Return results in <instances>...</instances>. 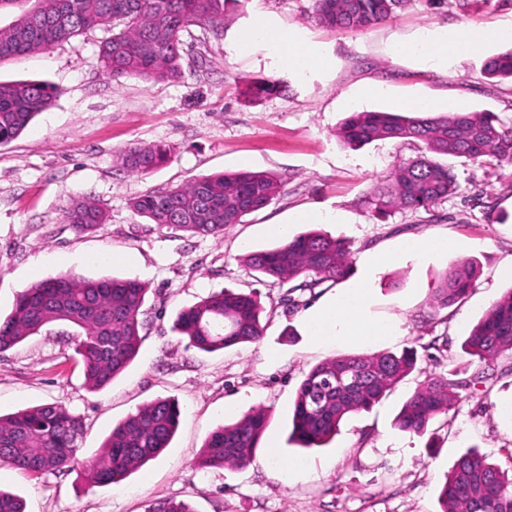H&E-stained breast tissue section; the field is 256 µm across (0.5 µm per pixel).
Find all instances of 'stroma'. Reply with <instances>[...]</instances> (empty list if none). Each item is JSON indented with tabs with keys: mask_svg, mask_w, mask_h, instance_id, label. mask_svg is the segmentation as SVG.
Listing matches in <instances>:
<instances>
[{
	"mask_svg": "<svg viewBox=\"0 0 512 512\" xmlns=\"http://www.w3.org/2000/svg\"><path fill=\"white\" fill-rule=\"evenodd\" d=\"M262 11L302 29L335 58V69L299 77L265 59L229 55V35ZM463 21L510 24L512 0H409L394 18L364 31L320 24L313 0H227L224 39L192 28L185 76L174 82H113L99 59L108 27L0 62V81H44L58 90L48 110L0 145V315L32 283L69 271L137 279L147 288L143 341L124 373L87 392L70 329L55 324L0 354V413L67 404L84 421L77 455L83 465L142 404L173 397L182 407L169 448L120 483L91 487L79 469L37 478L0 464V489L22 497L26 512H147L163 499L186 501L194 512H441L439 488L461 453L474 448L512 470V354L484 364L462 348L483 314L512 290V278L501 274L512 263V164L451 159L459 188L447 202L428 212L381 216L371 193L414 157V147L379 139L352 148L337 135L350 113L400 112L421 97L451 98L459 111L512 121V82L493 83L480 73L483 59L502 44L449 58L444 69L390 52L395 42ZM265 80L277 83L276 93H259ZM368 84L379 93L365 92ZM138 144L169 146L171 159L147 174L130 173L120 152ZM242 169L279 177L281 191L220 237L160 227L130 208L137 195ZM81 197L106 210L107 222L96 231L80 234L64 221ZM328 210L336 211V223L318 229L350 243L353 272L291 305V280L266 281L243 257L279 243L274 224L303 233L310 226L295 221V213ZM427 234L454 237L462 247L406 257L370 276L371 250L393 252L404 238ZM471 259L480 265L475 288L458 304L433 307L446 272ZM366 279L374 295L371 317L393 324L394 334L371 344L318 342L307 319L312 308ZM225 288L257 295L264 337L215 353L188 347L172 330L177 314ZM407 346L428 354L379 403L350 414L324 447L289 443L296 389L312 366ZM482 371L490 376L483 393L469 385ZM429 374L460 381L458 400L425 435L400 431L395 419L403 403ZM256 407L270 416L256 462L243 470L198 468L207 437ZM290 463L308 464L310 475L292 479Z\"/></svg>",
	"mask_w": 512,
	"mask_h": 512,
	"instance_id": "stroma-1",
	"label": "stroma"
}]
</instances>
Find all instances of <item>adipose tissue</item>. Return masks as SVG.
<instances>
[{"instance_id":"obj_1","label":"adipose tissue","mask_w":512,"mask_h":512,"mask_svg":"<svg viewBox=\"0 0 512 512\" xmlns=\"http://www.w3.org/2000/svg\"><path fill=\"white\" fill-rule=\"evenodd\" d=\"M490 41L512 42V26L485 27L463 22L448 33L442 31L394 44L391 52L396 57H412L439 67L447 63L449 57L475 53ZM228 49L239 57L265 51L267 57L299 74L326 70L332 64L330 57L317 51L295 28L263 14L239 27ZM371 302V288L366 281L337 293L333 300L317 305L310 312L312 335L321 342L369 340L392 335L395 331L393 325L370 317Z\"/></svg>"}]
</instances>
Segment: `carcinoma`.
<instances>
[{"label":"carcinoma","mask_w":512,"mask_h":512,"mask_svg":"<svg viewBox=\"0 0 512 512\" xmlns=\"http://www.w3.org/2000/svg\"><path fill=\"white\" fill-rule=\"evenodd\" d=\"M226 0H0V61L44 51L81 34L112 28L99 45V58L112 80L137 77L147 81L180 80L190 27L224 37ZM406 0H314L317 20L327 26L362 31L390 18ZM487 79L512 80V48L488 57L482 66ZM56 90L41 81L0 82V144L16 139L39 113L48 109ZM337 136L350 146L390 139L421 146L416 158L402 163L391 182L373 190L378 211L390 208L426 211L457 190L451 167L437 157L464 158L492 164L512 162V124L490 112H455L445 116L395 112H353ZM171 149L139 145L120 153L125 169L147 174L166 164ZM281 182L271 174L239 171L208 175L164 191L133 198V213L152 224L176 227L192 235L220 236L230 224L269 206ZM65 222L79 232L106 223L104 209L90 198L72 201ZM248 268L281 281L299 279L291 291L329 288L352 271L346 243L328 234H298L281 244L251 251ZM479 267L456 264L434 293V304L448 308L474 288ZM147 289L136 279H90L63 273L33 283L16 298L12 312L0 318V353L56 324L65 323L75 337L83 364L85 387L96 392L121 374L135 359L145 323ZM257 297L224 289L181 311L174 330L188 346L212 353L260 341L266 325ZM467 353L488 363L512 352V290L496 301L464 341ZM418 351L400 354L343 355L313 366L301 380L294 400L290 439L303 448L321 447L334 437L351 413L368 410L417 369ZM457 384L445 376H427L406 399L398 428L422 435L430 421L448 411L458 398ZM181 409L171 397H158L138 407L113 427L98 458L83 468L90 486L108 485L156 459L168 447ZM269 417L256 409L232 424L217 428L200 455L202 468H246L257 457ZM82 417L55 402L0 414V463L37 477L74 469L83 438ZM442 512H512V476L476 450L461 454L445 477L439 495ZM0 512H25L15 495L0 490ZM148 512H194L182 500L159 502Z\"/></svg>","instance_id":"1"}]
</instances>
